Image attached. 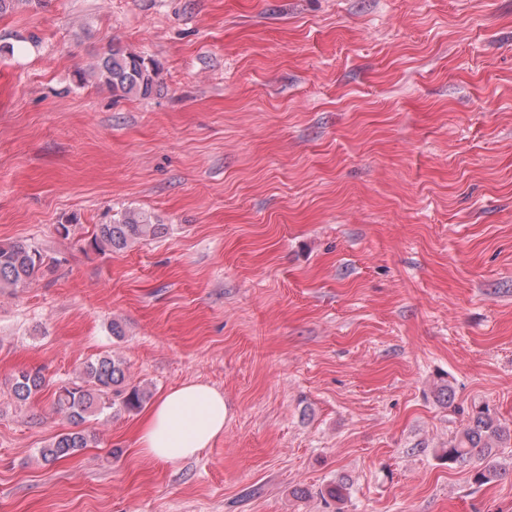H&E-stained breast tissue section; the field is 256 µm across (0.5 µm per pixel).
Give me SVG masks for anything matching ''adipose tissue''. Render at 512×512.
I'll list each match as a JSON object with an SVG mask.
<instances>
[{
	"mask_svg": "<svg viewBox=\"0 0 512 512\" xmlns=\"http://www.w3.org/2000/svg\"><path fill=\"white\" fill-rule=\"evenodd\" d=\"M224 395L189 382L163 394L144 418L137 437L139 454L162 463L194 457L224 433Z\"/></svg>",
	"mask_w": 512,
	"mask_h": 512,
	"instance_id": "adipose-tissue-1",
	"label": "adipose tissue"
}]
</instances>
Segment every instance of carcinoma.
<instances>
[{
  "label": "carcinoma",
  "instance_id": "obj_1",
  "mask_svg": "<svg viewBox=\"0 0 512 512\" xmlns=\"http://www.w3.org/2000/svg\"><path fill=\"white\" fill-rule=\"evenodd\" d=\"M96 74L116 95L137 94L148 97L153 92L158 66L154 60L140 54L112 47L100 56ZM167 231L164 224L151 223L150 217L136 211L124 213L113 224H99L90 245L98 252L122 250L130 243L155 238ZM44 264L42 253L16 241H0V288H21L28 284ZM125 363L110 355L99 356L84 363L79 380L65 385L54 393L53 408L63 412L79 426L88 418L104 413L118 405L135 411L149 398V392L139 386H127ZM46 385L38 371L21 370L11 379V395L18 403L28 401ZM90 436L76 429L61 433L43 449L41 458L56 462L71 457L89 446ZM512 444V429L494 419L489 410L472 411L469 423L448 442L442 458L448 463L476 462L471 480L477 485L490 484L501 477L493 464L498 449Z\"/></svg>",
  "mask_w": 512,
  "mask_h": 512
}]
</instances>
